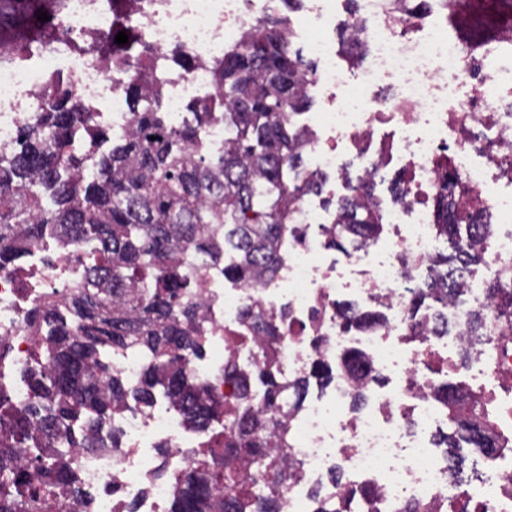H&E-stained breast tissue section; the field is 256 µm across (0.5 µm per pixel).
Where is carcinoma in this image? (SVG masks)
Masks as SVG:
<instances>
[{
  "label": "carcinoma",
  "instance_id": "obj_1",
  "mask_svg": "<svg viewBox=\"0 0 512 512\" xmlns=\"http://www.w3.org/2000/svg\"><path fill=\"white\" fill-rule=\"evenodd\" d=\"M293 25L279 12L263 17L215 63L212 98L192 111L200 122L224 113V151L216 155L197 147L195 127L170 123L160 79L147 86L134 76L124 85L135 122L127 137L110 139L94 123V111L68 91L20 130L16 145L0 149V271L17 273L30 247L47 236L70 244L78 257H95L65 308L44 304L30 313L31 326L46 333L24 373L31 398L19 407L0 389V512H57L61 498L82 497L69 449L106 447L96 429L118 403L131 398L149 405L160 386L201 432L224 414L185 370L201 346L193 335L197 305L186 295L189 276L177 257H207L235 283L271 277L288 247L294 204L320 190L323 177L303 169L295 124L312 103L306 91L312 64L291 50L285 32ZM81 132L101 145L112 142V149L76 153L72 143ZM355 191L338 200L341 228L329 239L338 249L351 235L376 240L381 233L380 201L367 186ZM454 191L444 185L434 198L436 229L453 253L432 257L440 280L415 297V306L431 298L448 302L463 273L483 262L462 238V225H474L455 207ZM210 224L223 225L224 235L210 232ZM489 288L501 313L512 315L508 280ZM339 314L360 328L379 323L374 312L343 306ZM113 347L150 355L137 388L112 375L103 351ZM265 384V409L273 413L279 384L271 375ZM439 398L455 427L448 447L491 451L483 421L458 420L467 392L450 383ZM229 419L240 436L226 440L220 431L192 449L201 462L177 486L168 512H224L218 489L247 492L226 454L258 459L260 477L277 469L274 459L258 458L259 433L269 420Z\"/></svg>",
  "mask_w": 512,
  "mask_h": 512
}]
</instances>
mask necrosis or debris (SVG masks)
<instances>
[{
	"instance_id": "obj_1",
	"label": "necrosis or debris",
	"mask_w": 512,
	"mask_h": 512,
	"mask_svg": "<svg viewBox=\"0 0 512 512\" xmlns=\"http://www.w3.org/2000/svg\"><path fill=\"white\" fill-rule=\"evenodd\" d=\"M346 0H302L303 42L318 64L309 85L325 95L323 111L304 123L307 169L329 175L327 194L375 183L379 171L403 175L404 201L383 213L386 240L342 263L322 240L333 212L316 196L299 204L289 227L288 251L274 276L253 286L225 285L220 268L187 256L191 299L201 302L195 323L203 347L189 358L187 374L206 384L210 401L232 407L233 367L251 397L248 414L261 409L262 374L293 383L313 362L333 369L325 394L286 408L280 430L267 433L273 453L290 466L283 512H319L329 503L341 512L351 490L364 491L357 512H448L451 500L474 502L477 512H512V338L470 335L466 320L493 318L495 300L484 286L501 265L512 263V190L500 188L501 162L512 158V23L492 41L462 44L449 23L469 28L473 0H355L356 33L345 49L329 36ZM273 0H65L49 14L45 31L0 38V147L35 122L54 96L53 74L71 81L97 110L113 136L131 132L133 116L116 61L155 59L174 53L194 59L170 72L165 101L175 122L188 107L206 102L212 63L239 45L246 29ZM125 30L124 45L98 39ZM468 187L460 208L480 218L495 214L491 235L478 238L482 273H467L459 303L413 300L435 281L429 261L440 237L430 204L444 171ZM54 252L28 287L0 272V335L11 337V364L31 362L37 340L30 309L47 300L57 283L73 287L85 267L58 241L31 249L33 259ZM355 311L380 308L381 328L347 327L337 305ZM467 359H460L461 349ZM355 354L367 372L355 378L345 359ZM467 376L474 398L492 404L488 425L510 446L480 457L473 481L458 482L447 453L433 436L448 427V409L436 397L449 375ZM105 448L77 449L76 479L89 497L66 512H167L186 471L199 462L191 449L199 436L169 398L149 408L115 410L102 428ZM170 456L165 475L154 465L159 446Z\"/></svg>"
}]
</instances>
